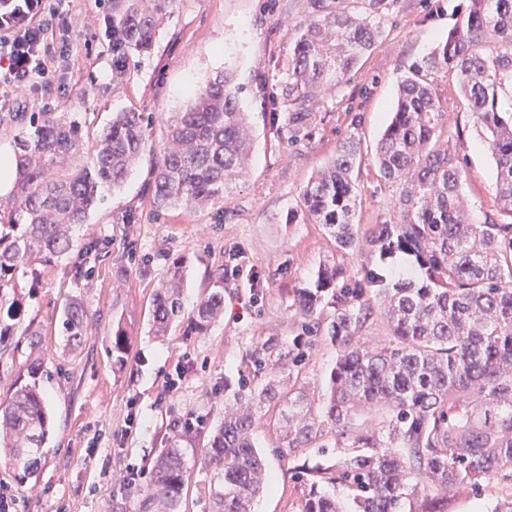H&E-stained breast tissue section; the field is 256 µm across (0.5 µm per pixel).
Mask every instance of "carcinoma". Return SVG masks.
<instances>
[{"label":"carcinoma","mask_w":512,"mask_h":512,"mask_svg":"<svg viewBox=\"0 0 512 512\" xmlns=\"http://www.w3.org/2000/svg\"><path fill=\"white\" fill-rule=\"evenodd\" d=\"M369 11L337 10L311 0L279 81L288 141L310 136L322 90L340 84L371 50L381 15L394 0H368ZM168 0H112L108 37L112 77L149 51ZM455 71L461 94L485 134L496 163L499 216L470 220L461 194L465 171L441 142L442 111L433 83ZM512 0H469L457 26L398 86L397 105L376 148L385 180L401 186L400 219L364 229L355 223L353 173L358 142L349 136L301 191L306 215L336 243V258L317 271L314 286L288 296L301 332L291 343L254 345L224 421L202 445L198 461L211 474L213 512H252L266 485L253 442L256 411L280 410L283 457L308 492L297 512H449L461 487L494 498L491 512H512ZM235 76L225 71L198 83L183 110L166 122L152 184L161 210L196 207L224 195L244 174L252 133ZM141 112L112 113L89 145L79 122L46 112L16 142L14 186L0 221V303L21 314L3 289L6 276L32 263L48 265L71 246L105 186L124 183L148 146ZM399 254L421 277L388 278ZM358 259L352 272L345 258ZM183 265L168 268L152 304V330L169 334L186 320L207 334L224 314V269L215 272L196 305L182 303ZM389 335L364 340L374 321ZM88 310L81 298L64 307L62 336L73 349L85 340ZM321 339L336 352L314 404L306 350ZM112 356L122 364L128 336L112 330ZM46 399L36 383L14 385L0 402V459L20 485L33 476L49 434ZM314 448H342L329 461ZM193 471L179 448L153 464L138 512H182Z\"/></svg>","instance_id":"cac0c4a2"}]
</instances>
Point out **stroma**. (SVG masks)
<instances>
[{"mask_svg":"<svg viewBox=\"0 0 512 512\" xmlns=\"http://www.w3.org/2000/svg\"><path fill=\"white\" fill-rule=\"evenodd\" d=\"M467 0H395L381 18V33L348 80L323 93L311 139L281 140L276 128L286 113L278 76L288 63L297 24L309 14L308 0H172L154 45L136 57L126 76L112 78V50L106 35L107 10L94 0H66L74 19L71 53L57 68L61 87L21 90L0 104V157H13L18 134L34 113L65 112L95 139L114 112L149 114L150 148L84 225L73 229L69 253L48 266L17 270L12 279L24 315L13 325V343L0 355V401L14 381H37L48 401L50 432L38 473L17 485L0 464V484L19 500L21 512H138L145 481L122 486L129 467H152L179 441L173 419L192 411L205 423L206 437L224 419L238 388L242 364L255 342L287 343L298 328L288 293L309 287L320 264L336 255L322 225L301 219L300 189L335 155L347 136L360 141L354 169L356 221L369 226L398 220V184L381 178L375 150L397 101L398 81L409 65L445 39ZM228 70L241 88L253 147L245 175L224 196L201 208L157 213L151 204L156 146L165 120L180 111L190 90L212 74ZM455 152L467 161L463 194L471 218L483 223L496 211L495 161L460 93L455 73L433 85ZM98 243L103 258L86 263L85 251ZM183 260V302L192 308L209 275L237 262L242 273L224 280V319L208 335L187 334L178 324L163 338L152 335V298L170 263ZM258 285H251L252 274ZM89 304L90 323L82 347L68 349L59 325L72 297ZM129 336L123 364L109 351L113 326ZM41 342L30 347L28 336ZM189 357L194 372L171 396L162 385L178 358ZM139 414V428L129 426ZM268 488L255 512H295L301 496L278 448L279 433L264 412L254 430Z\"/></svg>","mask_w":512,"mask_h":512,"instance_id":"35a3bbf8","label":"stroma"}]
</instances>
